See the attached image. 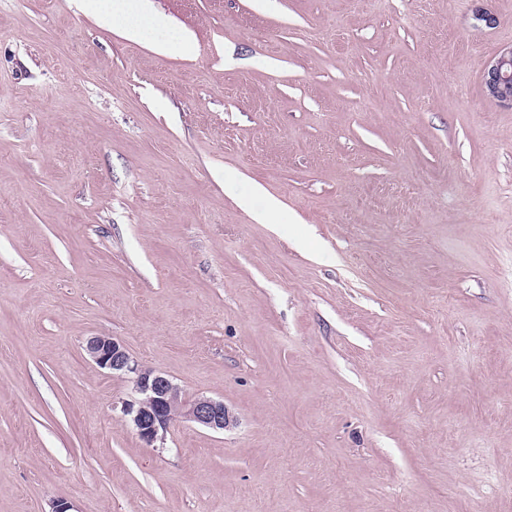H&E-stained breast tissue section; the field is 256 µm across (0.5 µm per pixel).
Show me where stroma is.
<instances>
[{"mask_svg":"<svg viewBox=\"0 0 512 512\" xmlns=\"http://www.w3.org/2000/svg\"><path fill=\"white\" fill-rule=\"evenodd\" d=\"M154 4L0 0V512H512V0ZM96 334L235 424L147 447ZM95 21L123 38L146 43L159 53H188L191 36L158 12L152 0H79ZM482 84L487 97L512 107V47L501 51L488 64Z\"/></svg>","mask_w":512,"mask_h":512,"instance_id":"1","label":"stroma"}]
</instances>
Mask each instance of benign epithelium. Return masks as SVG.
I'll return each instance as SVG.
<instances>
[{"instance_id": "1", "label": "benign epithelium", "mask_w": 512, "mask_h": 512, "mask_svg": "<svg viewBox=\"0 0 512 512\" xmlns=\"http://www.w3.org/2000/svg\"><path fill=\"white\" fill-rule=\"evenodd\" d=\"M482 84L487 97L512 107V47L501 51L485 68ZM85 351L102 369L132 375L136 397L122 411L140 439L149 446L164 442L175 418L195 422L214 431L234 423L224 402L199 396L182 397L179 388L165 375L139 365L126 348L110 336H93Z\"/></svg>"}]
</instances>
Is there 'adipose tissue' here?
<instances>
[{
    "label": "adipose tissue",
    "instance_id": "obj_1",
    "mask_svg": "<svg viewBox=\"0 0 512 512\" xmlns=\"http://www.w3.org/2000/svg\"><path fill=\"white\" fill-rule=\"evenodd\" d=\"M95 21L154 51H189L191 36L158 12L152 0H80Z\"/></svg>",
    "mask_w": 512,
    "mask_h": 512
}]
</instances>
